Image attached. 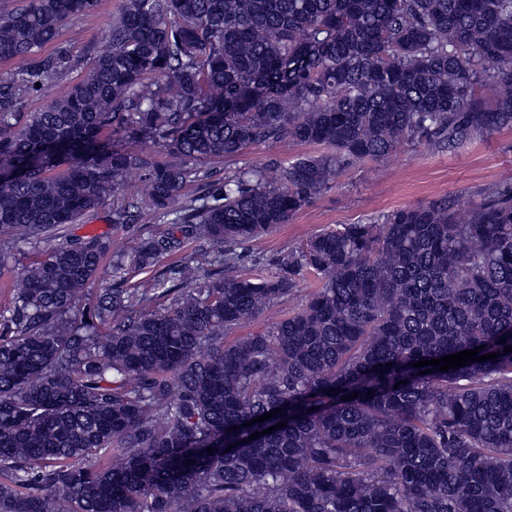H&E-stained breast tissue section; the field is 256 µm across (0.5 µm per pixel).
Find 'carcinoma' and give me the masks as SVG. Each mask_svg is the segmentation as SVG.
<instances>
[{"mask_svg":"<svg viewBox=\"0 0 512 512\" xmlns=\"http://www.w3.org/2000/svg\"><path fill=\"white\" fill-rule=\"evenodd\" d=\"M97 6L0 15L1 241L80 223L136 170L146 192L112 223L146 206L180 234L140 239L138 267L191 240L230 271L344 169L512 128V0H124L111 49L23 111L73 67L44 53L61 23ZM283 140L324 152L222 180L203 166ZM107 250L93 237L23 272L0 336V512H512L511 170L470 211L444 197L341 224L273 275L202 284L188 254L80 310ZM306 274L297 310L227 341ZM480 345L500 356L414 366Z\"/></svg>","mask_w":512,"mask_h":512,"instance_id":"1","label":"carcinoma"}]
</instances>
